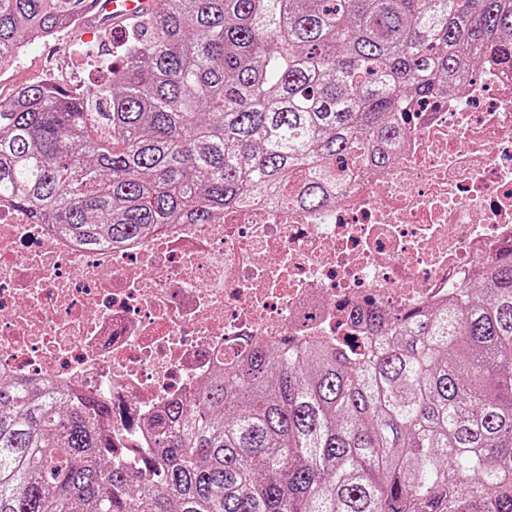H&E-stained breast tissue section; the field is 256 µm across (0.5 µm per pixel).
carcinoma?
<instances>
[{"label": "carcinoma", "mask_w": 512, "mask_h": 512, "mask_svg": "<svg viewBox=\"0 0 512 512\" xmlns=\"http://www.w3.org/2000/svg\"><path fill=\"white\" fill-rule=\"evenodd\" d=\"M84 0H0V69ZM512 0H156L93 95L0 100V200L90 246L256 200L323 210L473 63ZM341 340L257 343L114 456L103 400L0 374V512H512V250L445 303Z\"/></svg>", "instance_id": "obj_1"}]
</instances>
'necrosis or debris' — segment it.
I'll list each match as a JSON object with an SVG mask.
<instances>
[{
	"instance_id": "necrosis-or-debris-1",
	"label": "necrosis or debris",
	"mask_w": 512,
	"mask_h": 512,
	"mask_svg": "<svg viewBox=\"0 0 512 512\" xmlns=\"http://www.w3.org/2000/svg\"><path fill=\"white\" fill-rule=\"evenodd\" d=\"M409 127L378 175L337 161L347 190L318 213L260 201L89 248L0 203V373L109 401L140 457L146 421L253 343L357 340V313L454 294L512 247V70L489 61Z\"/></svg>"
}]
</instances>
